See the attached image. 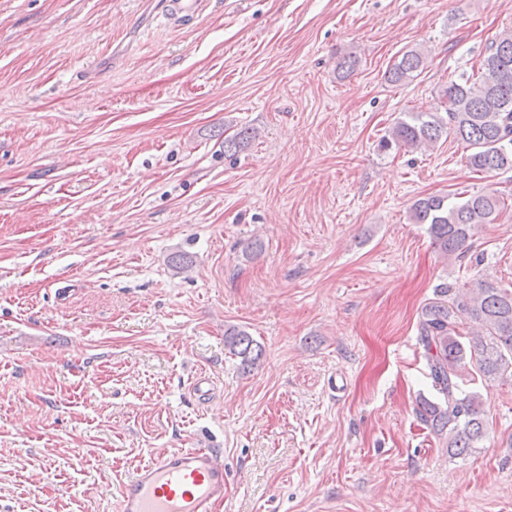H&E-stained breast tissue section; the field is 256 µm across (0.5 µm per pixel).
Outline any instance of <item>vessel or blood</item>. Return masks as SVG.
<instances>
[{
	"label": "vessel or blood",
	"instance_id": "b4317fda",
	"mask_svg": "<svg viewBox=\"0 0 512 512\" xmlns=\"http://www.w3.org/2000/svg\"><path fill=\"white\" fill-rule=\"evenodd\" d=\"M204 0H168L169 20L198 14ZM223 452L218 448L165 449L123 481L115 512H215L224 501Z\"/></svg>",
	"mask_w": 512,
	"mask_h": 512
}]
</instances>
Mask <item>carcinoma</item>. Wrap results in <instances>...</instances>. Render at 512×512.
Here are the masks:
<instances>
[{
	"label": "carcinoma",
	"mask_w": 512,
	"mask_h": 512,
	"mask_svg": "<svg viewBox=\"0 0 512 512\" xmlns=\"http://www.w3.org/2000/svg\"><path fill=\"white\" fill-rule=\"evenodd\" d=\"M424 68V52L406 50L386 71L387 81L397 85L413 80ZM443 97L444 113H407L379 147L419 148L445 135L470 150L467 163L473 171L512 169V33L493 41L477 71L449 83ZM255 137L254 130L244 128L224 139V152H242ZM504 205L493 194L428 195L412 203L410 218L427 225L443 255L462 259L474 231L497 220ZM450 291L446 284L435 289V298L421 309L419 341L437 396L420 398L416 415L434 434L446 435L448 454L457 456L477 447L485 435V402L463 389L466 361L475 362L487 382L512 380V290L478 280L467 293L450 299ZM224 345L245 368L255 365L263 352L247 331L236 327L224 331Z\"/></svg>",
	"instance_id": "obj_1"
}]
</instances>
